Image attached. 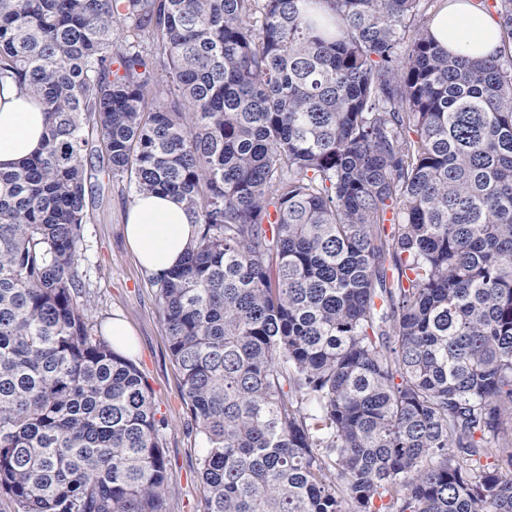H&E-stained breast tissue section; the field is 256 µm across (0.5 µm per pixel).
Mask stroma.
<instances>
[{
  "label": "stroma",
  "instance_id": "stroma-1",
  "mask_svg": "<svg viewBox=\"0 0 512 512\" xmlns=\"http://www.w3.org/2000/svg\"><path fill=\"white\" fill-rule=\"evenodd\" d=\"M134 200L126 181L106 179L89 201V220L79 246L95 327L123 319L134 333L131 359L164 420L162 443L168 472V512H203L198 458L204 445L186 406L178 367L166 336L162 309L148 274L124 235V217Z\"/></svg>",
  "mask_w": 512,
  "mask_h": 512
}]
</instances>
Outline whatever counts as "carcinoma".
I'll use <instances>...</instances> for the list:
<instances>
[{
    "label": "carcinoma",
    "mask_w": 512,
    "mask_h": 512,
    "mask_svg": "<svg viewBox=\"0 0 512 512\" xmlns=\"http://www.w3.org/2000/svg\"><path fill=\"white\" fill-rule=\"evenodd\" d=\"M434 2L0 0V78L48 116L0 170L16 512H167L163 421L89 316L101 171L197 227L150 282L204 512H512V0L486 58Z\"/></svg>",
    "instance_id": "cac0c4a2"
}]
</instances>
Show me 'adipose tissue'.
Masks as SVG:
<instances>
[{
	"label": "adipose tissue",
	"mask_w": 512,
	"mask_h": 512,
	"mask_svg": "<svg viewBox=\"0 0 512 512\" xmlns=\"http://www.w3.org/2000/svg\"><path fill=\"white\" fill-rule=\"evenodd\" d=\"M432 33L449 54L489 57L500 47L495 17L475 9L469 0H446L432 25ZM47 131L42 100L10 78L0 81V169H12L41 152ZM183 204L172 196L142 194L128 207L124 234L139 264L152 276L181 264L194 238Z\"/></svg>",
	"instance_id": "1"
}]
</instances>
